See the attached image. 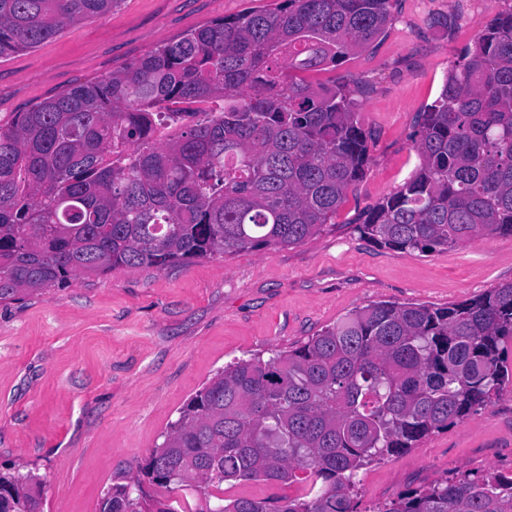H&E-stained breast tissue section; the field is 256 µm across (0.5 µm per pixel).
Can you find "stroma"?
Here are the masks:
<instances>
[{
    "label": "stroma",
    "mask_w": 512,
    "mask_h": 512,
    "mask_svg": "<svg viewBox=\"0 0 512 512\" xmlns=\"http://www.w3.org/2000/svg\"><path fill=\"white\" fill-rule=\"evenodd\" d=\"M282 0H121L33 51L0 58V124L63 89L138 62L212 20ZM512 0H395L367 50L308 74L346 77L371 163L335 223L304 242L247 250L166 270L118 268L0 303V468L34 470L45 512H100L103 491L134 476L178 410L226 364L300 346L373 301L435 307L512 282V236L431 254L389 249L358 219L400 187L419 157V112L492 14ZM489 471L512 475V378L448 430L360 469L359 512Z\"/></svg>",
    "instance_id": "1"
}]
</instances>
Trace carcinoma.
I'll list each match as a JSON object with an SVG mask.
<instances>
[{"label":"carcinoma","mask_w":512,"mask_h":512,"mask_svg":"<svg viewBox=\"0 0 512 512\" xmlns=\"http://www.w3.org/2000/svg\"><path fill=\"white\" fill-rule=\"evenodd\" d=\"M121 0H0V58L38 47ZM393 0H283L194 29L105 78L0 124V303L116 268L164 270L300 244L331 223L370 163L347 81L319 72L365 50ZM208 104L206 116L171 108ZM421 162L364 214L360 234L439 252L512 236V10L448 70L413 134ZM512 282L448 307L374 303L265 360L218 370L141 467L190 486L196 512H357L359 469L486 404L505 379ZM237 498L224 482L291 483ZM38 478L0 470V512H44ZM104 490L100 512H187ZM382 512H512V476L446 481ZM301 484H275L260 480H248L224 483V503L230 500L248 497L253 499H265L273 496L290 495L296 496L301 493Z\"/></svg>","instance_id":"obj_1"}]
</instances>
